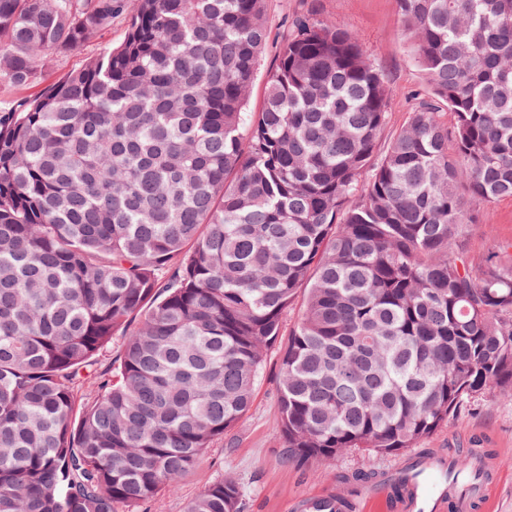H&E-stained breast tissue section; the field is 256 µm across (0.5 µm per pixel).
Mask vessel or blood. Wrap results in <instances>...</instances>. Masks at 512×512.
Returning a JSON list of instances; mask_svg holds the SVG:
<instances>
[{
	"label": "vessel or blood",
	"mask_w": 512,
	"mask_h": 512,
	"mask_svg": "<svg viewBox=\"0 0 512 512\" xmlns=\"http://www.w3.org/2000/svg\"><path fill=\"white\" fill-rule=\"evenodd\" d=\"M448 459L431 452L421 456L415 474L409 475L404 488L393 481L364 485L355 499L332 493L311 494L294 504L295 512H359L363 504L391 501L395 512H482L495 489L497 476L492 460L481 459L486 480L451 482L446 478Z\"/></svg>",
	"instance_id": "obj_1"
}]
</instances>
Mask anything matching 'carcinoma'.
Masks as SVG:
<instances>
[{
    "label": "carcinoma",
    "mask_w": 512,
    "mask_h": 512,
    "mask_svg": "<svg viewBox=\"0 0 512 512\" xmlns=\"http://www.w3.org/2000/svg\"><path fill=\"white\" fill-rule=\"evenodd\" d=\"M264 2L0 0L16 85L128 16L121 44L0 106V512L177 491L275 346L298 461L402 469L486 390L512 398V259L476 266L464 239L512 199V0H398L437 102L389 137V88L334 21L296 20L245 111ZM240 497L222 479L184 512Z\"/></svg>",
    "instance_id": "carcinoma-1"
}]
</instances>
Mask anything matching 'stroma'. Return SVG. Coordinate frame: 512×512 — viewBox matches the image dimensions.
Listing matches in <instances>:
<instances>
[{"label":"stroma","mask_w":512,"mask_h":512,"mask_svg":"<svg viewBox=\"0 0 512 512\" xmlns=\"http://www.w3.org/2000/svg\"><path fill=\"white\" fill-rule=\"evenodd\" d=\"M301 17L341 23L361 44L391 91L386 108L387 133L399 131L418 103L430 99L431 88L415 58L397 0H265L268 40L258 58L248 111L259 108L279 45ZM127 23V18L118 17L100 37L64 56L51 58L30 85L17 87L0 80V105L40 92L63 73L82 67L104 47L120 44ZM508 242H512V199L479 206L478 221L466 232L473 263H480L496 246ZM279 381V352L272 348L266 353L264 373L247 417L224 442L208 449L177 493L130 507L129 512H183L189 498L225 478L237 481L242 512H291L292 503L308 494L348 490L346 478L354 472L394 470L393 458L358 450L344 452L328 468L289 461L278 412ZM478 444L494 457L499 476L490 512H512V401L499 392H487L425 442L426 447L452 457Z\"/></svg>","instance_id":"35a3bbf8"}]
</instances>
